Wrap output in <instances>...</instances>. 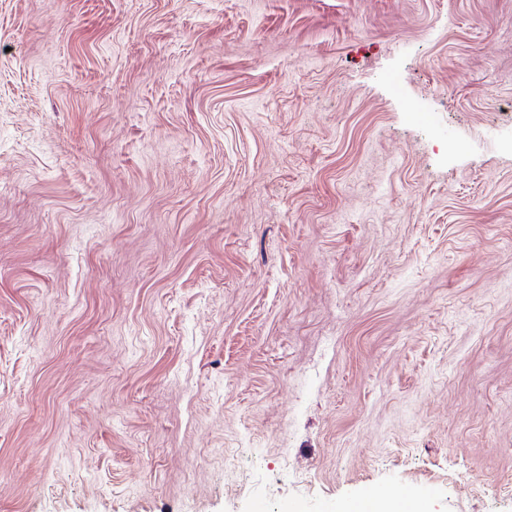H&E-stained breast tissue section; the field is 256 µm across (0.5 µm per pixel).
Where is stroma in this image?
<instances>
[{
    "label": "stroma",
    "mask_w": 512,
    "mask_h": 512,
    "mask_svg": "<svg viewBox=\"0 0 512 512\" xmlns=\"http://www.w3.org/2000/svg\"><path fill=\"white\" fill-rule=\"evenodd\" d=\"M425 485L512 512V0H0V512Z\"/></svg>",
    "instance_id": "obj_1"
}]
</instances>
